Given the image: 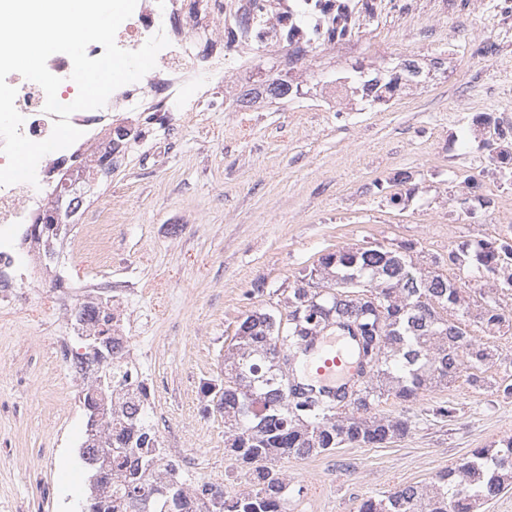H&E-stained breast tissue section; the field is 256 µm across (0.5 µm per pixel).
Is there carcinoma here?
<instances>
[{"instance_id":"cac0c4a2","label":"carcinoma","mask_w":512,"mask_h":512,"mask_svg":"<svg viewBox=\"0 0 512 512\" xmlns=\"http://www.w3.org/2000/svg\"><path fill=\"white\" fill-rule=\"evenodd\" d=\"M358 22L349 0L317 37L339 42ZM406 64L361 82L364 67L354 66V90L381 101L402 80L421 83L422 71L405 74ZM269 98L300 97L298 86L273 77ZM411 245L393 249L378 243L343 246L319 257L304 276L312 281L323 269L339 288L316 298L299 285L288 293V313L247 315L235 343L224 355V379L207 383L216 411L224 414L225 449L248 488L234 496L212 483L204 489L207 512H287L289 482L274 465L278 458H310L346 445L378 447L406 435L408 418H390L377 407L392 396L407 404L432 385H450L467 373L475 387L489 386L512 397V374H485L497 342L512 335V316L502 312V297L512 293V238H480L448 250L452 274L444 276L414 262ZM357 325V350L363 382L331 401L302 382L300 355L327 327ZM472 333L459 335L458 325ZM112 314L102 313L90 333L111 356ZM107 434L102 448H82L88 469V512H114L99 491L117 468L123 512H192L189 493L175 480L178 467L165 460L157 432L139 416L128 428L99 423ZM512 486V437L474 448L463 461L438 471L423 485H407L387 495L362 500L358 512H477Z\"/></svg>"}]
</instances>
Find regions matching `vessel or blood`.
<instances>
[{"mask_svg": "<svg viewBox=\"0 0 512 512\" xmlns=\"http://www.w3.org/2000/svg\"><path fill=\"white\" fill-rule=\"evenodd\" d=\"M307 363L315 372L317 385L324 393L335 394L340 381L357 377L354 341L344 337L340 347L328 345L325 337H318L308 349Z\"/></svg>", "mask_w": 512, "mask_h": 512, "instance_id": "b4317fda", "label": "vessel or blood"}]
</instances>
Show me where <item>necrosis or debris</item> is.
I'll use <instances>...</instances> for the list:
<instances>
[{"mask_svg":"<svg viewBox=\"0 0 512 512\" xmlns=\"http://www.w3.org/2000/svg\"><path fill=\"white\" fill-rule=\"evenodd\" d=\"M328 0H137L133 15L116 33L117 45L134 51L157 33L169 41L156 59V66L135 83L116 89L103 108L78 111L71 124L81 137L70 147L51 152L37 165L36 184L0 186V303H15L24 296L30 282L47 285L55 295L63 318H84L94 322L103 309L119 311L121 289L111 282L78 290L64 277L55 275L51 255L36 225L54 221L52 200L60 182L80 188L90 154L125 155L139 137L140 124L156 113H166L169 129H177L186 112H206L224 95L227 84L264 86L252 66L260 52L281 46L280 28L288 24L298 31L285 49L278 72L282 82L292 79L297 62L310 57L318 42L313 33ZM235 29L232 40L217 38L219 29ZM17 90L15 107L23 116L21 133L39 142L47 139L54 115L44 110L46 96L36 83L13 73L7 78ZM112 366L128 373V391L141 381L139 353L120 320L112 322ZM56 354L74 378L79 391L72 409L84 407L83 387L97 370L91 358L82 357L59 339Z\"/></svg>","mask_w":512,"mask_h":512,"instance_id":"1","label":"necrosis or debris"}]
</instances>
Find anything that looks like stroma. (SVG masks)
<instances>
[{"mask_svg": "<svg viewBox=\"0 0 512 512\" xmlns=\"http://www.w3.org/2000/svg\"><path fill=\"white\" fill-rule=\"evenodd\" d=\"M358 36L318 49L297 73L307 93L281 104L190 112L176 139L132 147L95 185L82 221L107 225L112 261L64 250L58 270L77 286L112 279L130 288L126 318L151 392L148 416L168 459L194 466L186 485L245 488L224 448V416L207 409L238 323L282 314L288 293L320 255L354 244L411 243L448 271L452 244L512 233V188L454 221L452 186L468 169L449 137L474 112L512 113V0H375ZM416 57L425 82L379 103L322 109L314 80L352 66L396 67ZM411 196L392 204L398 174ZM70 329L47 287L0 305V512H79L88 496L78 459L83 416L69 415L76 385L56 358ZM447 401L458 412L435 418ZM380 413L405 415V437L279 460L290 479L288 512H357L363 499L427 482L471 449L512 436V397L466 380L395 398Z\"/></svg>", "mask_w": 512, "mask_h": 512, "instance_id": "1", "label": "stroma"}]
</instances>
